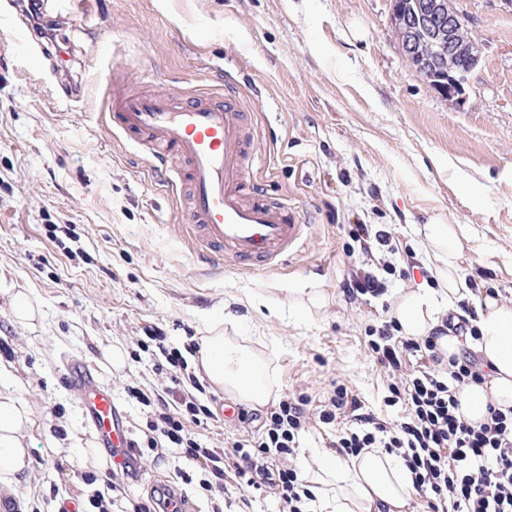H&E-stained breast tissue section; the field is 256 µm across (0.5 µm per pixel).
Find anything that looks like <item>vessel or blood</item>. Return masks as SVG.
<instances>
[{
    "mask_svg": "<svg viewBox=\"0 0 512 512\" xmlns=\"http://www.w3.org/2000/svg\"><path fill=\"white\" fill-rule=\"evenodd\" d=\"M110 122L128 143L147 147L159 180L186 188L178 233L201 262L272 270L304 249L310 229L304 211L273 198L253 176L255 133L235 92L198 91L177 102L158 82L146 94L115 96ZM64 382L80 394L97 446L138 479L132 430L111 390L79 356L66 359Z\"/></svg>",
    "mask_w": 512,
    "mask_h": 512,
    "instance_id": "obj_1",
    "label": "vessel or blood"
}]
</instances>
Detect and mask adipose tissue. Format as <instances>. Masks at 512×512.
Masks as SVG:
<instances>
[{"label":"adipose tissue","mask_w":512,"mask_h":512,"mask_svg":"<svg viewBox=\"0 0 512 512\" xmlns=\"http://www.w3.org/2000/svg\"><path fill=\"white\" fill-rule=\"evenodd\" d=\"M418 233L428 256L427 270L436 288L399 292L393 306L403 336L423 339L443 328L456 300L469 294L459 273L464 231L458 224L433 222ZM479 335L471 349L479 356L485 373L481 382L466 386L461 412L473 424L486 421L488 406L512 407V299L484 295L477 305ZM200 364L210 382L235 400L265 405L271 397L267 362L245 340L224 335L211 327L200 339ZM28 413L12 397L0 396V487L23 472L29 461L23 444ZM301 475L315 499L312 512H416L419 494L404 460L382 448H368L359 455L340 448L313 446L303 457Z\"/></svg>","instance_id":"adipose-tissue-1"}]
</instances>
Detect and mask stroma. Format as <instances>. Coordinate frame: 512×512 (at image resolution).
<instances>
[{
	"label": "stroma",
	"mask_w": 512,
	"mask_h": 512,
	"mask_svg": "<svg viewBox=\"0 0 512 512\" xmlns=\"http://www.w3.org/2000/svg\"><path fill=\"white\" fill-rule=\"evenodd\" d=\"M482 60L457 108L417 77L391 31L390 0H42L57 36L46 55L26 50L25 13L0 0V394L29 414L30 465L0 493V512H89L105 472L82 461L93 445L64 360L86 358L112 391L132 430L148 411L124 387L170 385L164 358L136 343L162 329L175 347L207 335L230 310L225 335L242 336L269 365L274 397L306 394L319 405L333 380L358 393L376 417L384 372L367 331L389 319L394 295L424 280L416 230L437 219L465 229L461 274L512 298V8L503 0H455ZM113 70L139 86L142 74L174 97L209 85L236 86L257 132L254 174L275 197L299 206L313 226L303 252L260 273L198 268L175 232L179 203L156 180L142 148L110 132L103 114ZM69 233L51 237L53 226ZM392 236L383 296L350 302L343 280L351 225ZM323 293L312 315L288 291ZM27 293L33 320L10 300ZM261 296L266 304L252 308ZM123 354L110 365L107 349ZM219 423L201 440L254 431L251 407L208 386ZM177 455L146 458L130 501L171 486L188 512L207 499L177 477Z\"/></svg>",
	"instance_id": "1"
}]
</instances>
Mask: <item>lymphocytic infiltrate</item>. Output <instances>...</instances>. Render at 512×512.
<instances>
[{
    "label": "lymphocytic infiltrate",
    "mask_w": 512,
    "mask_h": 512,
    "mask_svg": "<svg viewBox=\"0 0 512 512\" xmlns=\"http://www.w3.org/2000/svg\"><path fill=\"white\" fill-rule=\"evenodd\" d=\"M350 236L361 266L343 283L348 300L383 295L387 287L376 253L389 245L390 232L357 224ZM395 328L389 321L372 330L368 346L389 373L386 406L401 407L404 416L386 421L366 412L358 394L336 380L318 409H310L307 395H284L264 414L259 433L224 448L207 446L195 434L218 421L203 400L204 384L188 374L180 348L169 346L159 330L147 329L140 344L164 356L172 384L149 394L128 386L133 398L154 409L132 446L139 454L169 450L200 468V478L186 471L179 477L198 484L210 512H224L227 500L249 488L274 494L285 512H305L313 494L289 459L311 425L341 424L345 430L335 445L346 454L383 448L403 458L427 512H512V409L489 407L486 422L470 425L459 413V396L465 385L481 379L478 357L465 349L444 358L433 339L398 336Z\"/></svg>",
    "instance_id": "lymphocytic-infiltrate-1"
}]
</instances>
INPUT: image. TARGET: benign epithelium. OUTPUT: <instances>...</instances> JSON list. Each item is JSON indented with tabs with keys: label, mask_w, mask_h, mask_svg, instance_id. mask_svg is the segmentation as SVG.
<instances>
[{
	"label": "benign epithelium",
	"mask_w": 512,
	"mask_h": 512,
	"mask_svg": "<svg viewBox=\"0 0 512 512\" xmlns=\"http://www.w3.org/2000/svg\"><path fill=\"white\" fill-rule=\"evenodd\" d=\"M394 37L410 65L456 107L464 105L481 49L453 0H391Z\"/></svg>",
	"instance_id": "benign-epithelium-1"
}]
</instances>
